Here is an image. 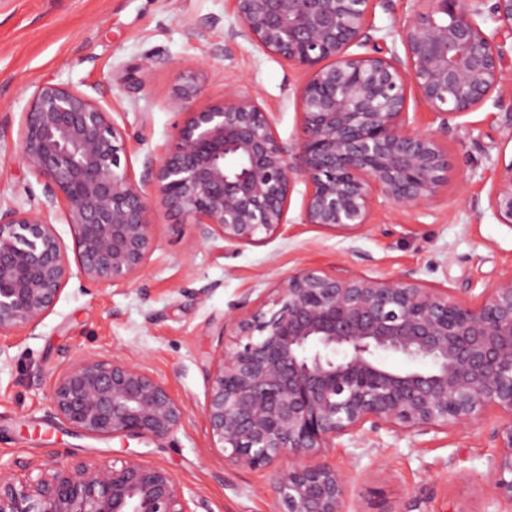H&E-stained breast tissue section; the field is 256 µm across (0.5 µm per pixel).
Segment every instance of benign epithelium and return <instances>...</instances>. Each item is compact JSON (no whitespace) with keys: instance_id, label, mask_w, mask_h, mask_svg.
<instances>
[{"instance_id":"7a95c632","label":"benign epithelium","mask_w":512,"mask_h":512,"mask_svg":"<svg viewBox=\"0 0 512 512\" xmlns=\"http://www.w3.org/2000/svg\"><path fill=\"white\" fill-rule=\"evenodd\" d=\"M242 36L307 74L301 136L284 144L272 113L235 87L190 110L193 77L170 108L185 114L138 179L127 133L84 92L45 84L18 128L20 155L44 200L0 208V337L35 328L73 276L122 285L153 249L149 200L193 226L190 246L221 237L257 245L281 233L296 183L306 224L354 234L374 202L428 204L445 182L440 135L512 81V0H430L401 30L404 56L352 53L369 43L372 0H235ZM439 121L414 127L408 94ZM488 208L512 229V160L497 165ZM72 225L74 257L51 217ZM236 346L215 365L203 408L209 434L235 468L278 471L287 512H342L344 479L312 463L343 436L477 426L496 417L486 494L512 507V273L466 300L409 274L377 279L303 268L273 308L236 306ZM401 357L405 368L383 363ZM55 416L100 438H167L185 408L133 361L89 354L50 390ZM166 469L132 455L81 460L25 479L0 471V512H198Z\"/></svg>"}]
</instances>
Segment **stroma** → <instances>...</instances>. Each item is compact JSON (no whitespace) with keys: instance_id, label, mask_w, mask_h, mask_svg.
Instances as JSON below:
<instances>
[{"instance_id":"obj_1","label":"stroma","mask_w":512,"mask_h":512,"mask_svg":"<svg viewBox=\"0 0 512 512\" xmlns=\"http://www.w3.org/2000/svg\"><path fill=\"white\" fill-rule=\"evenodd\" d=\"M426 4L374 0L371 34L382 49L400 48L399 29ZM239 25L234 0H0V205L33 210L43 199L20 157L18 127L46 83L111 105L130 135L127 156L139 177L181 119L169 102L189 75L201 87L192 107L238 86L258 94L279 138L295 143L306 75L233 36ZM510 107L512 86L449 130L448 182L425 207L377 202L354 236L302 223L300 184L283 233L257 245L231 247L216 237L190 246L192 226L152 202L153 251L132 282L97 288L72 278L35 329L0 340V464L22 474L134 454L170 471L201 501L200 512H286L275 468L229 466L203 414L213 368L235 342L225 330L233 304L271 307L281 280L300 268L409 273L462 298L512 271V228L488 208L494 168L512 153L503 140ZM88 353L130 359L165 382L185 407L179 429L164 439H101L58 419L52 381ZM491 428L487 421L402 435L369 431L337 439L323 459L345 480L344 512H499L483 492L497 454Z\"/></svg>"}]
</instances>
